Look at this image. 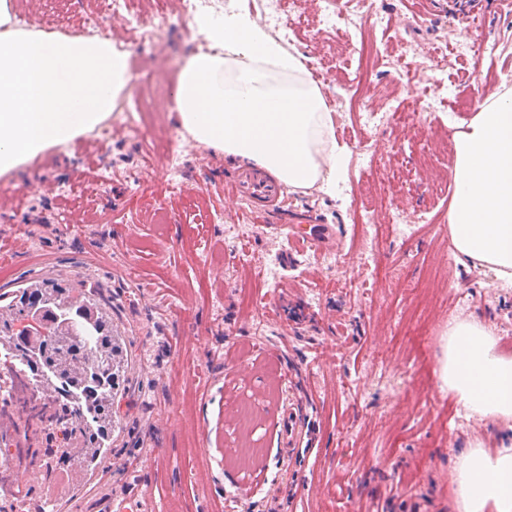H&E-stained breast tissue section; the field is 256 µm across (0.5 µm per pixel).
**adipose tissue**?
<instances>
[{
    "label": "adipose tissue",
    "instance_id": "ef3b65f1",
    "mask_svg": "<svg viewBox=\"0 0 512 512\" xmlns=\"http://www.w3.org/2000/svg\"><path fill=\"white\" fill-rule=\"evenodd\" d=\"M189 26L209 48L185 61L169 92L188 141L274 171L288 189L335 192L351 151L336 140L300 53L252 20L238 0L200 8ZM132 79L128 52L101 35H49L0 0V177L74 145L118 108ZM448 232L460 263L512 288V91H493L452 139ZM437 379L466 416L512 422V356L477 320L438 341ZM457 512H512V434L495 453L470 443L454 467Z\"/></svg>",
    "mask_w": 512,
    "mask_h": 512
}]
</instances>
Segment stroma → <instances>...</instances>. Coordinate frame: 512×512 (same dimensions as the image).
<instances>
[{
    "instance_id": "1",
    "label": "stroma",
    "mask_w": 512,
    "mask_h": 512,
    "mask_svg": "<svg viewBox=\"0 0 512 512\" xmlns=\"http://www.w3.org/2000/svg\"><path fill=\"white\" fill-rule=\"evenodd\" d=\"M387 0L374 45L403 73L405 88L342 84L360 68L341 32L320 23L321 0H283L288 46L323 59L320 80L340 144L359 140L358 103H390L403 123L385 125L370 158L350 161L343 189L282 192L257 216L230 186L239 158L182 145L163 106L186 55L202 46L187 21L170 18L156 40L130 42L124 16L102 0H62L73 32L101 16L100 32L129 51V96L150 102L152 132L131 135L120 116L68 149L52 148L0 178V294L46 278L100 289L121 333L128 372L115 399L119 422L94 478L73 474L80 498L61 512H456L452 476L470 442L493 450L504 424L465 417L437 381V344L454 318L490 327L512 355V288L480 269L450 265L452 151L426 153L428 127L451 142L477 110L466 86L476 71L512 75V0ZM498 47L478 55V43ZM448 56L445 82L423 63ZM416 87L444 97L440 112L417 109ZM180 176L169 174L170 163ZM398 204L408 236L379 227L378 269L358 261L363 232L353 212ZM163 209L167 224L156 222ZM239 227L236 238L224 227ZM332 248L312 245L319 226ZM280 276L265 277L268 263ZM255 402L249 435L263 451L248 468L229 453L242 437L234 417ZM295 410L301 435L279 425Z\"/></svg>"
}]
</instances>
